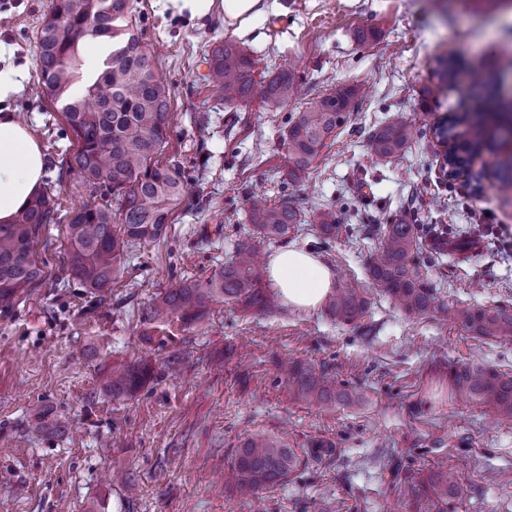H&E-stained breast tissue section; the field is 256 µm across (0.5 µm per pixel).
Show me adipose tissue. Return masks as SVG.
I'll return each mask as SVG.
<instances>
[{"label":"adipose tissue","instance_id":"1","mask_svg":"<svg viewBox=\"0 0 512 512\" xmlns=\"http://www.w3.org/2000/svg\"><path fill=\"white\" fill-rule=\"evenodd\" d=\"M192 13L206 14L221 5L224 24L243 27L254 17L277 9L276 0H181ZM45 160L40 143L14 113L0 111V223L16 213L40 191ZM267 283L286 307L311 311L320 307L336 286L333 269L316 255L295 246L273 253Z\"/></svg>","mask_w":512,"mask_h":512}]
</instances>
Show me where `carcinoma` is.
Returning a JSON list of instances; mask_svg holds the SVG:
<instances>
[{
	"label": "carcinoma",
	"mask_w": 512,
	"mask_h": 512,
	"mask_svg": "<svg viewBox=\"0 0 512 512\" xmlns=\"http://www.w3.org/2000/svg\"><path fill=\"white\" fill-rule=\"evenodd\" d=\"M107 40V54L98 75H83L79 42L85 38ZM41 96L62 112L77 144L66 163L92 201L66 213L68 248L61 280L68 278L98 298L125 270L131 248L137 242L160 238L171 223V214L185 193L178 172L158 160L172 128L171 93L158 80L155 59L132 19L126 0H51L37 36ZM203 80L220 103L247 105L255 94L272 105H286L300 90L292 71H281L256 80V60L244 48L224 44L206 57ZM355 96L352 88L325 93L288 118L284 136L290 183L302 182L312 165L336 138V130L349 118ZM417 130L405 120L376 127L369 135L367 152L389 160L406 151ZM512 137L504 124L490 129L483 119L467 112L448 117L440 136L448 141L449 171L465 169L484 151L492 150L499 136ZM495 177L512 183V157L496 159ZM248 222L252 236L241 241L232 258L204 282L185 279L159 293L146 316L149 322L177 320L191 327L203 320L211 304L222 298L244 311L267 313L274 301L263 287V273L254 259L253 242L275 243L311 224L326 242L347 230L336 210L324 207L311 216L284 199L270 203L263 193L248 198ZM60 216L51 190L40 192L10 224H0V313L8 315L24 302L32 288L46 278L34 256V241L44 226ZM380 245L368 265V279L408 315L422 316L435 309L436 288L420 271L423 238L445 241L448 230L441 224L425 229L417 224L393 221L376 226ZM370 305L367 289L347 282L326 300V312L334 321L361 325ZM456 324L485 339L512 337V316L501 310L463 306L453 314ZM154 364L148 358L119 363L109 371L104 390L112 399L134 397L153 379ZM292 395L308 404L346 402L349 394L337 388L327 369L315 372L302 362L289 364ZM450 396L475 401L494 415L512 419V372L501 373L480 365L454 368ZM31 429L38 435L62 431V421L43 407L33 410ZM337 452L331 441L313 440L299 450L260 434L247 438L235 449L224 487L243 496H255L282 482L310 463L329 460ZM393 483L403 486L415 512H454L461 487L448 474L430 469L408 475L390 467Z\"/></svg>",
	"instance_id": "cac0c4a2"
}]
</instances>
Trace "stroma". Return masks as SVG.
Segmentation results:
<instances>
[{
	"mask_svg": "<svg viewBox=\"0 0 512 512\" xmlns=\"http://www.w3.org/2000/svg\"><path fill=\"white\" fill-rule=\"evenodd\" d=\"M280 7L241 33L221 11L198 17L170 0H128L156 69L171 91L173 128L161 161L177 168L185 195L164 239L132 250L130 265L104 300L58 286L66 223L53 224L34 251L50 273L10 316L0 317V512H410L389 467L438 469L464 488L456 512H512V420L482 405L448 398L449 364H484L512 372V338L484 340L452 319L410 316L370 291L368 332L333 321L324 309L279 307L257 315L217 301L194 327H149L157 292L181 280L207 279L251 231L248 197L289 200L310 212L348 215L349 228L323 242L304 226L289 243L318 254L337 283L366 282L380 240L371 227L392 219L469 231V255L452 247L424 252L428 278L448 308L482 305L512 314V188L500 185L485 158L481 181L446 179L436 124L452 112L498 117L475 72L495 75L512 100V8L499 0H278ZM50 0H0V70L21 73L5 106L40 142L47 185L61 211L88 196L65 158L75 142L51 103L36 93V37ZM236 43L258 69H292L309 100L338 87L356 89L354 109L303 183L284 185L282 135L290 109L261 97L238 109H215L203 81V56ZM455 56L459 76L441 86L442 60ZM418 137L401 157L372 158L369 132L393 117ZM179 351L180 373L163 362ZM151 352L155 377L134 398L103 395L113 364ZM328 367L350 401L295 400L275 360ZM78 421L69 434L36 436L34 408ZM307 447L333 440L339 453L246 501L224 487L236 448L251 434Z\"/></svg>",
	"mask_w": 512,
	"mask_h": 512,
	"instance_id": "obj_1",
	"label": "stroma"
}]
</instances>
